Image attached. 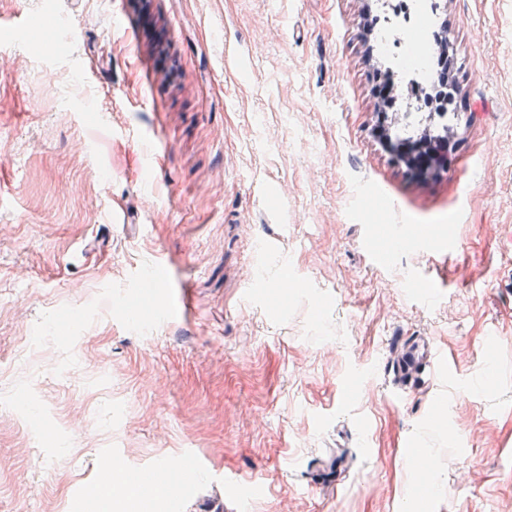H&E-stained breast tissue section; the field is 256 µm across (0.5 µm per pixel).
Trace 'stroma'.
<instances>
[{"mask_svg": "<svg viewBox=\"0 0 512 512\" xmlns=\"http://www.w3.org/2000/svg\"><path fill=\"white\" fill-rule=\"evenodd\" d=\"M447 3L456 148L412 180L372 132L375 0H60L66 41L18 31L44 0H0V512H73L113 464L185 456L208 479L172 505L122 493L126 512L512 504V0ZM117 199L133 223L105 222ZM387 224L459 246L379 265ZM158 255L160 297L136 286ZM282 276L299 285L279 298ZM132 301L150 329L123 320ZM395 334L435 337L455 381L398 396L372 373L347 397ZM411 447L442 491L415 494ZM336 462L337 488L315 486Z\"/></svg>", "mask_w": 512, "mask_h": 512, "instance_id": "obj_1", "label": "stroma"}]
</instances>
